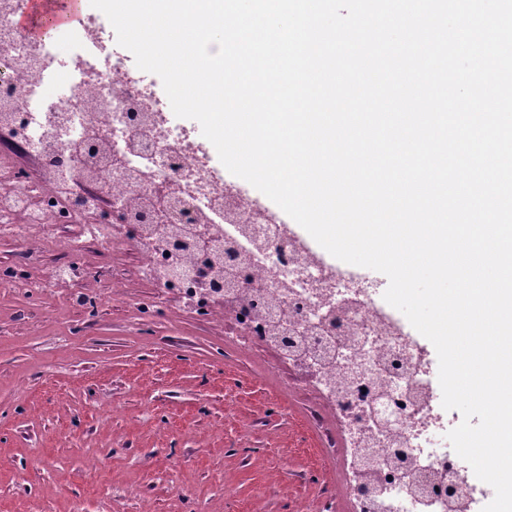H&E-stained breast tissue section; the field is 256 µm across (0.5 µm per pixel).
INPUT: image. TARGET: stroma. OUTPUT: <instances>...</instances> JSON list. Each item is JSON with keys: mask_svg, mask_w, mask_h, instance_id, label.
I'll return each instance as SVG.
<instances>
[{"mask_svg": "<svg viewBox=\"0 0 512 512\" xmlns=\"http://www.w3.org/2000/svg\"><path fill=\"white\" fill-rule=\"evenodd\" d=\"M83 262L75 291L0 287V512H353L336 419L286 359L173 300L144 323L134 251Z\"/></svg>", "mask_w": 512, "mask_h": 512, "instance_id": "obj_1", "label": "stroma"}]
</instances>
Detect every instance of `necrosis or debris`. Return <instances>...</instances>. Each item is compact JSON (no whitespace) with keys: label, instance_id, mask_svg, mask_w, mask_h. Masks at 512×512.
<instances>
[{"label":"necrosis or debris","instance_id":"1","mask_svg":"<svg viewBox=\"0 0 512 512\" xmlns=\"http://www.w3.org/2000/svg\"><path fill=\"white\" fill-rule=\"evenodd\" d=\"M27 6L28 0H0V106L13 112L12 122L0 125L5 145L0 151V238L17 245L14 265L0 269V285L69 288L86 275L81 260L86 241L105 252L130 247L146 274L155 277L159 296L178 297L198 318L229 320L245 343L263 340L266 310L244 298L219 299L203 288V279L212 275L205 255H198L188 275L162 280L159 272L182 263L181 254L165 244L144 243L136 224L113 233L117 217L111 201L136 197L151 203L158 192H176L182 199L180 223L208 225L218 240L247 253L240 280L248 291L265 289L279 299L290 321L302 325L313 320L309 301L322 296L337 307L328 335L374 339L354 368L335 365L330 384H322L305 366L295 368L298 380L320 388L344 442H352L364 426L384 383L375 362L400 363L401 377L389 398L401 422L400 449L434 480V498L447 497L448 478L457 473L465 512H481L494 496L492 487L464 468L452 447L432 441L434 434L459 423L457 411L442 406L434 348L391 306L379 304L365 282L328 263L289 225L225 179L212 144L174 122L160 78L139 70L131 52L115 45L107 19L88 11L77 15L70 39L61 44L17 25ZM60 126L68 140L57 138ZM88 134L115 143L123 168L100 162L92 179L75 168L69 144ZM18 154L36 159L37 180L16 166ZM62 224L76 227L77 236L59 239L56 229ZM59 246L67 250L68 261L32 277L31 259Z\"/></svg>","mask_w":512,"mask_h":512}]
</instances>
